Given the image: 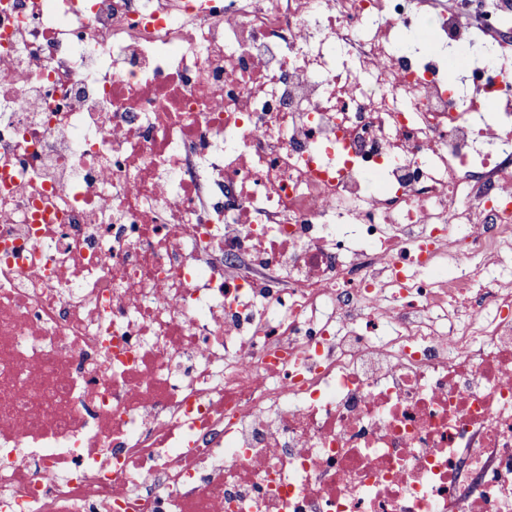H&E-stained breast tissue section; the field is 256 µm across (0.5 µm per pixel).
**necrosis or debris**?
Returning <instances> with one entry per match:
<instances>
[{
  "label": "necrosis or debris",
  "instance_id": "4bbe7bcc",
  "mask_svg": "<svg viewBox=\"0 0 512 512\" xmlns=\"http://www.w3.org/2000/svg\"><path fill=\"white\" fill-rule=\"evenodd\" d=\"M0 0V512H512V15Z\"/></svg>",
  "mask_w": 512,
  "mask_h": 512
}]
</instances>
